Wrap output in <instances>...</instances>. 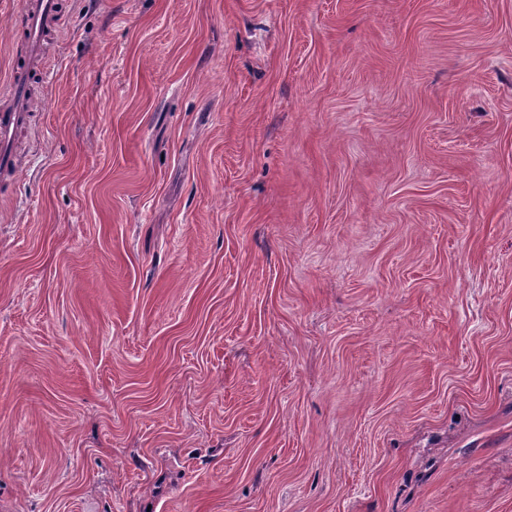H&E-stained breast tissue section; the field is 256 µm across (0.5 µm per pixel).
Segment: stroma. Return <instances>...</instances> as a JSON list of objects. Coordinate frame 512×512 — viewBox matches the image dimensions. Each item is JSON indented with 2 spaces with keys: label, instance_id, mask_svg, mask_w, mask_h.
Masks as SVG:
<instances>
[{
  "label": "stroma",
  "instance_id": "stroma-1",
  "mask_svg": "<svg viewBox=\"0 0 512 512\" xmlns=\"http://www.w3.org/2000/svg\"><path fill=\"white\" fill-rule=\"evenodd\" d=\"M61 3L0 512H512V0Z\"/></svg>",
  "mask_w": 512,
  "mask_h": 512
}]
</instances>
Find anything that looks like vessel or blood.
Returning a JSON list of instances; mask_svg holds the SVG:
<instances>
[{"label":"vessel or blood","mask_w":512,"mask_h":512,"mask_svg":"<svg viewBox=\"0 0 512 512\" xmlns=\"http://www.w3.org/2000/svg\"><path fill=\"white\" fill-rule=\"evenodd\" d=\"M60 14L58 0H26L21 25L25 64L11 67L5 90L9 105L0 110V175L10 176L15 172L18 131L30 120L33 110L29 73L41 66Z\"/></svg>","instance_id":"1"}]
</instances>
